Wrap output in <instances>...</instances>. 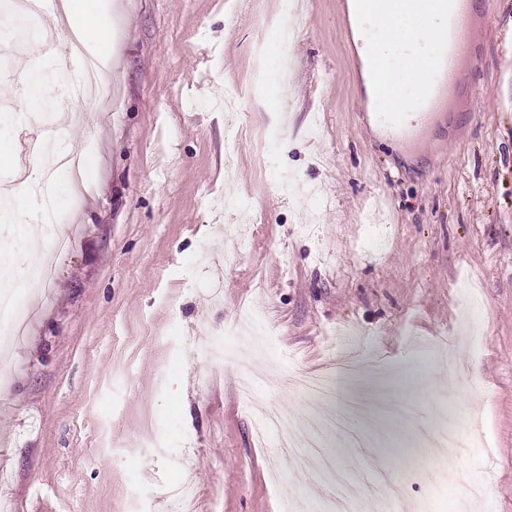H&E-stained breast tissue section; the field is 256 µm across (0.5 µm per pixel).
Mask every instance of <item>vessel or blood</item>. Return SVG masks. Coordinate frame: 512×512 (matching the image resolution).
<instances>
[{
  "instance_id": "1",
  "label": "vessel or blood",
  "mask_w": 512,
  "mask_h": 512,
  "mask_svg": "<svg viewBox=\"0 0 512 512\" xmlns=\"http://www.w3.org/2000/svg\"><path fill=\"white\" fill-rule=\"evenodd\" d=\"M448 27L434 47V60L420 78L412 112H377L373 118L381 136L396 144L419 141L448 102V90L471 51L472 0H445Z\"/></svg>"
}]
</instances>
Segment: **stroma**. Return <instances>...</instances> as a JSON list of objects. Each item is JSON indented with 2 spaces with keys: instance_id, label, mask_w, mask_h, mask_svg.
Instances as JSON below:
<instances>
[{
  "instance_id": "obj_1",
  "label": "stroma",
  "mask_w": 512,
  "mask_h": 512,
  "mask_svg": "<svg viewBox=\"0 0 512 512\" xmlns=\"http://www.w3.org/2000/svg\"><path fill=\"white\" fill-rule=\"evenodd\" d=\"M344 2L96 0L114 98L60 136L90 156L87 194L57 212L70 249L54 279L15 291L33 314L0 388L9 512H166L155 490L187 481L195 512H329L340 495L355 512L428 498L512 512V0H476L490 20L474 22L460 104L414 147L368 122ZM297 15L287 50L277 30ZM33 40L55 96L72 77L61 44ZM23 82L0 69V144L30 129L11 108ZM254 306L264 344L224 335ZM214 333L220 366L203 350ZM451 337L455 371L436 353ZM366 356L370 404L347 447L335 398L296 380ZM243 365L270 374L250 409ZM265 410L321 432L334 470L362 479H297L290 451L254 433ZM474 416L488 447L416 440Z\"/></svg>"
}]
</instances>
